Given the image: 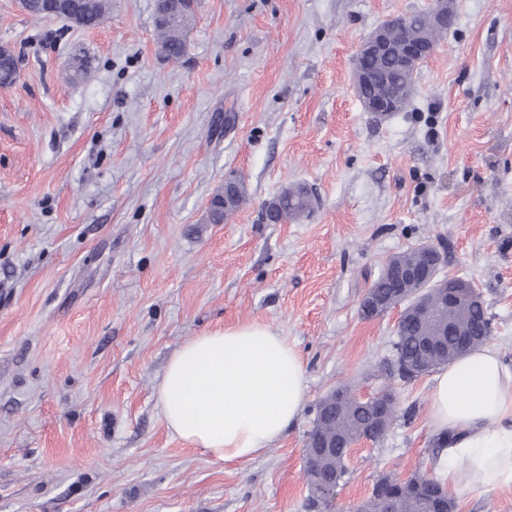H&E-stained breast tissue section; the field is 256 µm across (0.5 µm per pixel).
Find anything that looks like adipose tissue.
<instances>
[{
    "instance_id": "1",
    "label": "adipose tissue",
    "mask_w": 512,
    "mask_h": 512,
    "mask_svg": "<svg viewBox=\"0 0 512 512\" xmlns=\"http://www.w3.org/2000/svg\"><path fill=\"white\" fill-rule=\"evenodd\" d=\"M304 398L298 353L258 323L189 339L157 388L170 431L224 462L251 460L277 442ZM427 413L451 439L436 462L449 484L482 492L512 482V365L497 346L477 347L439 371Z\"/></svg>"
}]
</instances>
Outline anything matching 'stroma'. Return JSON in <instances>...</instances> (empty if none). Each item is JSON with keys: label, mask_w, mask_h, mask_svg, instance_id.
Here are the masks:
<instances>
[{"label": "stroma", "mask_w": 512, "mask_h": 512, "mask_svg": "<svg viewBox=\"0 0 512 512\" xmlns=\"http://www.w3.org/2000/svg\"><path fill=\"white\" fill-rule=\"evenodd\" d=\"M432 3L198 0L175 64L155 0H112L91 29L0 0L21 60L0 88V512H311L305 442L340 385L412 416L352 448L324 512L433 473L432 377L378 376L400 311L359 302L391 255L445 245L512 364V0H452L406 111L365 112L352 79L369 33ZM237 174L247 204L208 223ZM297 183L308 216L265 223ZM251 323L299 354L304 408L253 460L215 462L170 433L157 387L184 342ZM450 495L512 512V483Z\"/></svg>", "instance_id": "35a3bbf8"}]
</instances>
